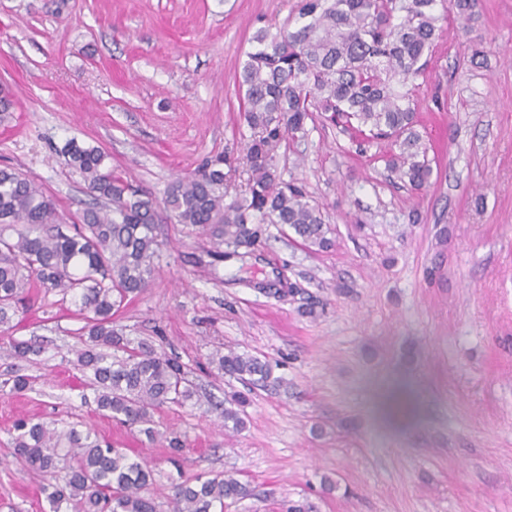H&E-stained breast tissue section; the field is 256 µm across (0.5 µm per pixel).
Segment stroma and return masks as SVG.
<instances>
[{"mask_svg": "<svg viewBox=\"0 0 512 512\" xmlns=\"http://www.w3.org/2000/svg\"><path fill=\"white\" fill-rule=\"evenodd\" d=\"M296 0H0V168L51 196L64 227L88 201L69 141L106 151L156 197L212 155L242 157L238 77L257 28ZM413 92L433 175L421 193L387 171L382 144L357 145L314 120L277 152L332 245L266 224L257 243L215 253L160 214L154 279L116 315L131 337L191 369L198 404L163 407L193 471L232 472L253 496L224 512H512V0H481L469 29L449 22ZM315 306V315L304 312ZM0 336V512H42L38 481L12 456L19 417L80 422L155 468L170 512L168 450L103 417L72 349V303L32 292ZM234 349L278 362L284 390L251 387L209 362ZM29 376L16 393L7 381ZM246 395V427L216 407Z\"/></svg>", "mask_w": 512, "mask_h": 512, "instance_id": "35a3bbf8", "label": "stroma"}]
</instances>
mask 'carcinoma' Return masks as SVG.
Returning <instances> with one entry per match:
<instances>
[{
  "instance_id": "carcinoma-1",
  "label": "carcinoma",
  "mask_w": 512,
  "mask_h": 512,
  "mask_svg": "<svg viewBox=\"0 0 512 512\" xmlns=\"http://www.w3.org/2000/svg\"><path fill=\"white\" fill-rule=\"evenodd\" d=\"M478 5L299 0L287 24L258 29L239 75L240 118L250 130L243 162L250 177L244 193L232 199L228 176L236 160L226 154L173 180L160 202L112 170L100 147L70 141L65 154L91 202L66 234L53 229L60 223L56 204L33 179L0 169V327L13 329L18 304L33 290L70 300L84 322L73 366L88 378L98 411L150 441L165 438L171 464L181 468L185 440L164 437L154 415L194 400L187 369L115 324V313L152 280L158 209L217 248L254 244L256 224H284L312 246H331L320 210L300 186L281 181L274 157L281 144L301 143L315 112L360 144L388 142L385 167L410 190H422L433 169L418 130L419 103L407 85L424 73L443 24L453 19L468 28ZM10 348L14 358L28 362L43 353L30 340L13 338ZM211 363L254 386H287L264 357L218 349ZM8 434L16 461L41 478L46 512H159L146 494L152 467L130 449L104 442L92 428L19 418ZM251 495L248 484L227 473L180 474L172 508L224 512L226 501Z\"/></svg>"
}]
</instances>
